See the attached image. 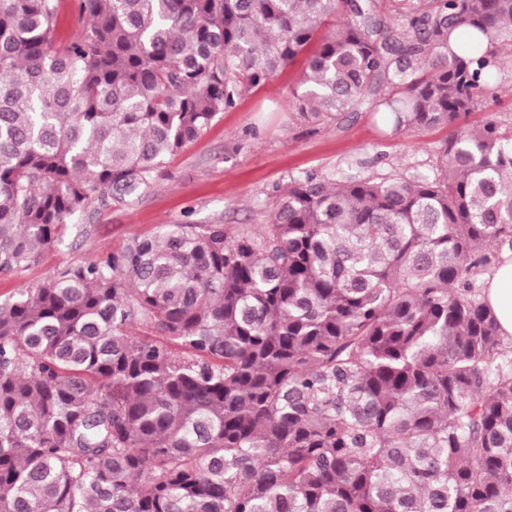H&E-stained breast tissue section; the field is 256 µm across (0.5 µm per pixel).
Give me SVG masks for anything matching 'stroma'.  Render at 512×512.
Here are the masks:
<instances>
[{
	"mask_svg": "<svg viewBox=\"0 0 512 512\" xmlns=\"http://www.w3.org/2000/svg\"><path fill=\"white\" fill-rule=\"evenodd\" d=\"M302 75L293 63L253 89L192 142L167 156L141 196L101 209L84 233H70L22 276H0V299L17 288L123 248L134 236L167 224H221L229 232L261 231L290 179L437 173L448 129L393 131L383 114L349 112L330 126L304 122L295 92ZM493 123L512 131V47L495 50V68L463 131Z\"/></svg>",
	"mask_w": 512,
	"mask_h": 512,
	"instance_id": "1",
	"label": "stroma"
}]
</instances>
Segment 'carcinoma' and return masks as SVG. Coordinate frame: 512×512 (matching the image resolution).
Masks as SVG:
<instances>
[{
  "label": "carcinoma",
  "instance_id": "carcinoma-1",
  "mask_svg": "<svg viewBox=\"0 0 512 512\" xmlns=\"http://www.w3.org/2000/svg\"><path fill=\"white\" fill-rule=\"evenodd\" d=\"M0 0V274L304 55L300 117L454 127L512 0ZM512 135L291 179L266 231L168 224L0 302V512H512ZM143 325L156 337L133 336ZM76 0H60L56 21L55 40L64 43L72 38L79 29ZM496 267L497 265L476 275L477 285H481L480 294L483 295L485 278L490 276ZM484 300L494 310L502 335L512 337V255L499 264L493 276L487 280Z\"/></svg>",
  "mask_w": 512,
  "mask_h": 512
}]
</instances>
